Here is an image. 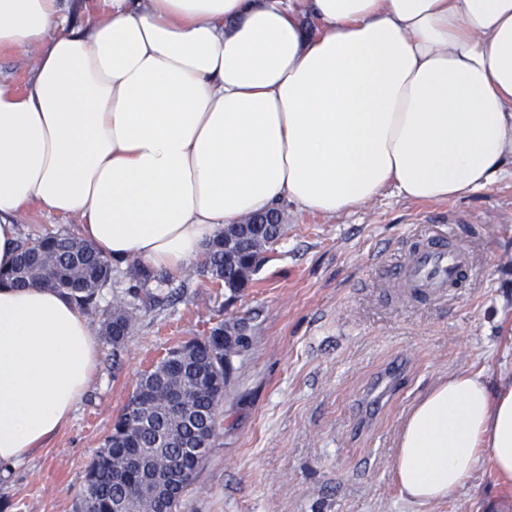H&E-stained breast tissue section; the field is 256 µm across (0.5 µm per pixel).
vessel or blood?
<instances>
[{
  "mask_svg": "<svg viewBox=\"0 0 512 512\" xmlns=\"http://www.w3.org/2000/svg\"><path fill=\"white\" fill-rule=\"evenodd\" d=\"M473 255L454 237L437 236L411 246L393 278L397 293L426 300L452 297L470 276Z\"/></svg>",
  "mask_w": 512,
  "mask_h": 512,
  "instance_id": "obj_1",
  "label": "vessel or blood"
}]
</instances>
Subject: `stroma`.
Wrapping results in <instances>:
<instances>
[{"label":"stroma","mask_w":512,"mask_h":512,"mask_svg":"<svg viewBox=\"0 0 512 512\" xmlns=\"http://www.w3.org/2000/svg\"><path fill=\"white\" fill-rule=\"evenodd\" d=\"M285 232L248 286L231 293L192 264L175 302L136 303L135 328L99 369L72 419L0 479V512H74L95 451L140 376L173 345L246 319L218 435L179 512H512V482L483 463L448 499L406 500L394 471L402 425L441 380L463 371L512 385V165L490 187L443 202L388 191L335 217L280 207ZM454 231L474 264L453 300L392 302L412 240ZM403 369L398 391L377 387Z\"/></svg>","instance_id":"stroma-1"}]
</instances>
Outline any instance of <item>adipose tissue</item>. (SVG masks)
I'll use <instances>...</instances> for the list:
<instances>
[{
	"instance_id": "1",
	"label": "adipose tissue",
	"mask_w": 512,
	"mask_h": 512,
	"mask_svg": "<svg viewBox=\"0 0 512 512\" xmlns=\"http://www.w3.org/2000/svg\"><path fill=\"white\" fill-rule=\"evenodd\" d=\"M100 3L81 25L61 0H0V53L43 49L24 90L0 84L2 270L34 205L113 265L178 272L285 202H442L512 162V0ZM97 351L67 295L0 285V477L66 425ZM486 460L512 480V386L462 372L411 409L394 469L429 504Z\"/></svg>"
}]
</instances>
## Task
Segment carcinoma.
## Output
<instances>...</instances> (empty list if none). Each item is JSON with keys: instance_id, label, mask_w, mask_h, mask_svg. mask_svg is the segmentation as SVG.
Here are the masks:
<instances>
[{"instance_id": "1", "label": "carcinoma", "mask_w": 512, "mask_h": 512, "mask_svg": "<svg viewBox=\"0 0 512 512\" xmlns=\"http://www.w3.org/2000/svg\"><path fill=\"white\" fill-rule=\"evenodd\" d=\"M280 217L259 216L250 224H231L206 245L201 272L233 294L247 286L262 255L284 235ZM15 265L0 280L17 286L41 285L60 291L81 307L94 303L112 281V261L72 235L21 239ZM169 276L140 265L130 268L127 294L160 301ZM133 304L119 301L102 321L103 340L119 361ZM246 321H224L209 335L180 342L140 380L114 420L85 473L75 512H112L125 500L128 512H178L217 435V407L230 382L232 359L248 345L238 335ZM182 400L173 407L174 398ZM139 451L140 467L128 466L124 450Z\"/></svg>"}]
</instances>
